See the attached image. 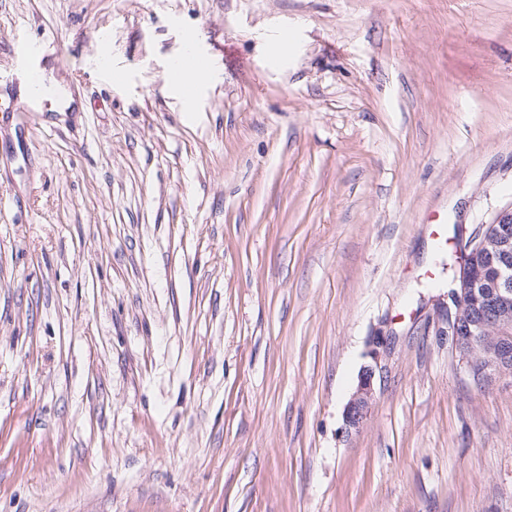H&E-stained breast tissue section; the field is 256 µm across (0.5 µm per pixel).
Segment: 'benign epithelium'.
<instances>
[{"mask_svg":"<svg viewBox=\"0 0 512 512\" xmlns=\"http://www.w3.org/2000/svg\"><path fill=\"white\" fill-rule=\"evenodd\" d=\"M460 266L468 278L487 266L492 281L484 288H464L456 295L455 319L448 334L477 386H486L496 375H512V239L497 237L490 245L483 228L475 230L464 249ZM375 367H363L344 411L348 430H359L374 401Z\"/></svg>","mask_w":512,"mask_h":512,"instance_id":"7a95c632","label":"benign epithelium"}]
</instances>
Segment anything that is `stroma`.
<instances>
[{"instance_id": "stroma-1", "label": "stroma", "mask_w": 512, "mask_h": 512, "mask_svg": "<svg viewBox=\"0 0 512 512\" xmlns=\"http://www.w3.org/2000/svg\"><path fill=\"white\" fill-rule=\"evenodd\" d=\"M41 40L73 101L0 112V512H512V377L422 286L512 205V0H0L1 97ZM187 58L175 66L171 70V83L175 90L182 98L186 107H191L197 90L209 81L210 74L205 72L208 69V61L202 57L196 56V66L198 71L195 72L187 63ZM190 90V92H188ZM375 368L373 365L363 367L356 389L345 407L344 422L350 431H358L362 427L373 405Z\"/></svg>"}]
</instances>
